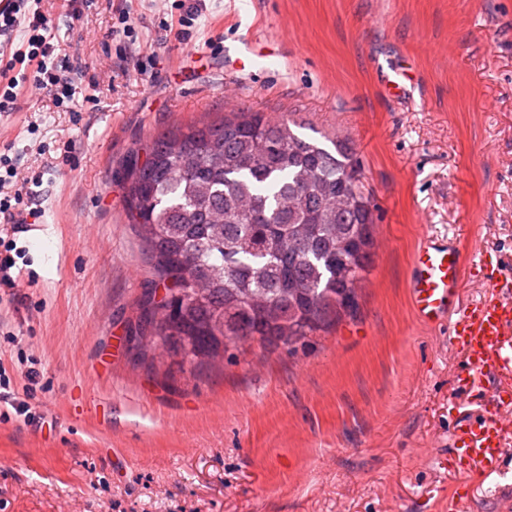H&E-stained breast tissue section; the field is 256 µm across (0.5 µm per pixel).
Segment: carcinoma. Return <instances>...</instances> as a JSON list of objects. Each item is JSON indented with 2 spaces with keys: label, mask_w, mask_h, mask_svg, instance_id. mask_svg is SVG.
Listing matches in <instances>:
<instances>
[{
  "label": "carcinoma",
  "mask_w": 512,
  "mask_h": 512,
  "mask_svg": "<svg viewBox=\"0 0 512 512\" xmlns=\"http://www.w3.org/2000/svg\"><path fill=\"white\" fill-rule=\"evenodd\" d=\"M129 220L147 229L155 342L190 363L247 340L296 344L356 306L373 211L350 156L258 112L158 137L132 157Z\"/></svg>",
  "instance_id": "obj_1"
}]
</instances>
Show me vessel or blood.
<instances>
[{
    "label": "vessel or blood",
    "instance_id": "b4317fda",
    "mask_svg": "<svg viewBox=\"0 0 512 512\" xmlns=\"http://www.w3.org/2000/svg\"><path fill=\"white\" fill-rule=\"evenodd\" d=\"M463 274L464 258L456 245L426 238L412 259L411 306L424 324L449 323L452 343L469 365L461 388H473L479 375L501 386L511 385L512 286L492 284L482 301L463 304L459 301ZM511 439V402L497 399L480 414L460 418L450 447L461 479H468L475 469L488 475L498 473L502 460L512 452L507 448Z\"/></svg>",
    "mask_w": 512,
    "mask_h": 512
}]
</instances>
